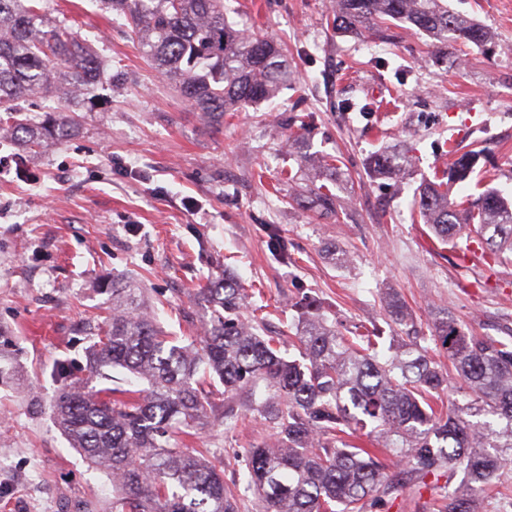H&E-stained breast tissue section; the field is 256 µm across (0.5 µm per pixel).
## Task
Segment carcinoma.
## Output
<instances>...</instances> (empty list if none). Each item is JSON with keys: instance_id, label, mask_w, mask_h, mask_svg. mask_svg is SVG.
<instances>
[{"instance_id": "1", "label": "carcinoma", "mask_w": 512, "mask_h": 512, "mask_svg": "<svg viewBox=\"0 0 512 512\" xmlns=\"http://www.w3.org/2000/svg\"><path fill=\"white\" fill-rule=\"evenodd\" d=\"M124 19L143 57L211 124L250 104L269 101L293 76L274 41L249 36L224 12V0H98ZM338 26L379 30L397 21L431 35L438 48L452 38L479 46L490 38L480 25L448 10V0H335ZM102 64L67 19L44 0H0V141L32 152L69 138L73 113L96 100ZM51 96L45 115L21 102ZM478 155L457 158L425 185L417 207L441 243L475 234L498 254L512 253V201L491 191L481 199L450 198ZM406 157L366 161L372 176L398 177ZM322 216L336 215V195L321 184L296 197ZM111 306L94 329L89 369H125L142 389H66L54 418L93 469L112 479V512H369L405 485L444 477L437 512H475L474 494L512 464V336L467 334L447 310L414 329L395 292L384 298L391 322L407 340L379 355L368 335L346 336L314 299L295 302L287 336H263V319L244 315L248 293L230 271L199 290L210 316L202 335L184 346L167 336L146 291L132 282L106 288ZM440 346L456 387L473 396L467 415L445 412L440 394L448 371L429 354ZM248 409L272 432L245 452L243 478L224 483V449L193 452L172 441L219 418L241 420L232 405L239 389ZM391 453L401 479L385 471Z\"/></svg>"}]
</instances>
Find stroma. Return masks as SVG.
Instances as JSON below:
<instances>
[{
    "label": "stroma",
    "mask_w": 512,
    "mask_h": 512,
    "mask_svg": "<svg viewBox=\"0 0 512 512\" xmlns=\"http://www.w3.org/2000/svg\"><path fill=\"white\" fill-rule=\"evenodd\" d=\"M246 32L271 37L294 79L270 102L204 121L143 58L96 0H49L89 39L107 72L73 136L37 153L0 144V351L16 380L0 384V512H112V482L69 448L52 405L67 384L123 386L127 372L91 375L90 327L103 322L97 282L136 280L156 299L169 335H200L198 291L226 264L243 282L247 314L286 331L296 297L316 298L342 333L392 334L382 301L399 293L418 326L450 310L466 332L512 336V259L477 239L433 242L415 204L454 150H485L453 198L493 189L512 197V0H448L489 29L491 47L449 43L396 22L388 37L338 31L333 0H224ZM405 152L401 182L371 179L367 158ZM337 161L336 217L291 199L304 158ZM346 254V266L335 257ZM68 378H58V361ZM215 421L193 448L224 451V481L241 479L246 448L269 441L264 419Z\"/></svg>",
    "instance_id": "stroma-1"
}]
</instances>
